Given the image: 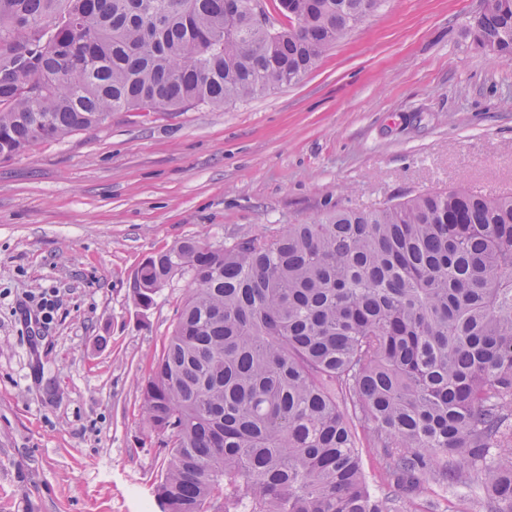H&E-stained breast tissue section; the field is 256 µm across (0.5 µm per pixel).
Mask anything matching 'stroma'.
<instances>
[{"mask_svg": "<svg viewBox=\"0 0 512 512\" xmlns=\"http://www.w3.org/2000/svg\"><path fill=\"white\" fill-rule=\"evenodd\" d=\"M482 6L379 0L293 84L0 159V512H160L139 384L189 279L141 307L148 256L434 187L512 193V61L474 44ZM52 295L50 324L27 322Z\"/></svg>", "mask_w": 512, "mask_h": 512, "instance_id": "stroma-1", "label": "stroma"}]
</instances>
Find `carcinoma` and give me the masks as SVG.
Here are the masks:
<instances>
[{
    "label": "carcinoma",
    "mask_w": 512,
    "mask_h": 512,
    "mask_svg": "<svg viewBox=\"0 0 512 512\" xmlns=\"http://www.w3.org/2000/svg\"><path fill=\"white\" fill-rule=\"evenodd\" d=\"M0 0V157L108 124L122 110L226 104L297 80L378 0H280L297 25L258 29L249 0ZM512 61V0L481 20ZM191 289L140 386L170 449L160 512H407V487L512 512V195L417 193L147 258L150 306L173 271ZM367 431L397 483L371 490Z\"/></svg>",
    "instance_id": "carcinoma-1"
}]
</instances>
